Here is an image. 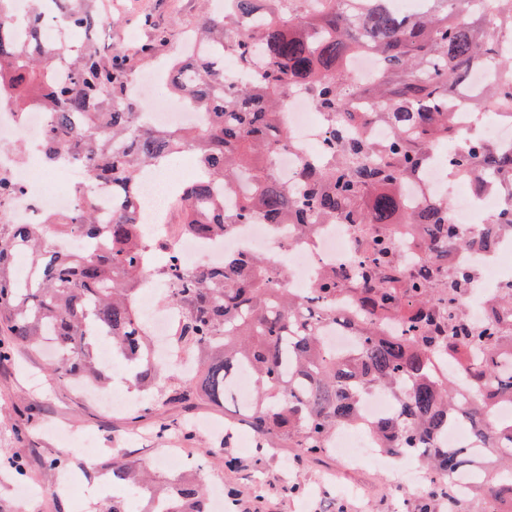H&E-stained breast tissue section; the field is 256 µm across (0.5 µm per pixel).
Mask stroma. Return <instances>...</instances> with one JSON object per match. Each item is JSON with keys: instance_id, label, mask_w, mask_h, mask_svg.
<instances>
[{"instance_id": "obj_1", "label": "stroma", "mask_w": 512, "mask_h": 512, "mask_svg": "<svg viewBox=\"0 0 512 512\" xmlns=\"http://www.w3.org/2000/svg\"><path fill=\"white\" fill-rule=\"evenodd\" d=\"M99 2L109 23L95 47L105 56L120 49L136 74L156 68L140 54L151 32L140 27L142 17L152 19L173 54L203 15L201 0ZM50 361L48 351L19 348L0 362V456L27 463L21 481L0 471V512H103L115 499L125 502L127 512H143L142 495L113 483L108 465L129 460L163 482L168 471L162 458L171 448L202 459L208 491L230 494L232 512H419L426 495L422 489L408 495L393 487L392 471L348 468L333 455L316 461L298 457L292 448L265 454L242 448L244 429H205L206 420L223 419V410L200 398L176 396L179 381L169 372L160 379L170 398L135 419L126 412H106L84 387L50 380L45 374ZM164 423L169 426L165 432L160 429ZM74 436L87 438L95 455L73 453L69 440ZM55 457L65 459L77 484L74 494H53L57 472L46 462ZM297 483L303 493H293Z\"/></svg>"}]
</instances>
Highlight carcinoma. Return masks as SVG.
<instances>
[{
	"label": "carcinoma",
	"instance_id": "1",
	"mask_svg": "<svg viewBox=\"0 0 512 512\" xmlns=\"http://www.w3.org/2000/svg\"><path fill=\"white\" fill-rule=\"evenodd\" d=\"M58 25L91 35L107 24L89 0H54ZM255 0H232L220 16L207 15L193 31L199 44L220 46L246 80L224 74L218 57L196 71L171 67L172 91L209 122L162 131L128 101L131 72L118 52L104 57L93 48L77 55L42 36L43 9L28 8L18 28L9 27L15 0H0V81L14 100H35L48 114L43 144L59 150L92 187L110 184L119 203L112 220L100 223L92 193L83 196L60 226L100 247L87 253L60 250L47 224L0 221V361L18 347L53 341L59 380H100L104 363L95 355V326L130 369L133 383L156 396L159 362L147 319L136 306L141 274L155 249L141 240L133 221V187L141 175L181 150L193 153L199 177L180 192L183 224L201 238L227 235L241 224L288 225L297 243L321 224H352L363 240L358 254L315 279L304 296L282 284L270 259L240 252L215 268L188 271L169 256L163 276L174 283L169 300L178 311L172 342L197 357L194 377L182 381V396H201L223 408L241 373L252 376L254 401L238 414L258 439V448H294L301 457L330 452L336 431L361 428L386 453L415 459L432 473L420 512L431 502L459 497L454 476L483 471L473 493L483 501L512 498V420L499 419L498 405L512 404V282L491 301L494 313L479 328L449 314L469 286L471 274L448 269V249H487L496 230L512 234V149L480 138L462 143L446 166L505 205L488 223L461 229L448 200L421 196L407 207L403 191L428 168L437 147L459 137L455 126L459 89L481 70L488 92L476 99L485 110H512V0H424L417 14H401L389 0H260L265 23L245 16ZM379 58L380 70L359 83L344 69L359 53ZM68 69L49 82L58 64ZM295 93L305 94L328 120L324 144L306 161L292 185L275 171L290 140L285 113ZM369 125L387 130L383 139L365 134ZM418 228L427 249L415 263H402L397 236ZM25 256L27 276L17 275ZM349 293L356 320L333 298ZM403 321L398 336H384L379 316ZM353 332L345 351L329 347L323 328ZM477 352L460 374L448 372V355L461 346ZM382 392L393 411L370 421L363 397ZM450 426L470 430L473 447L442 444ZM112 482L151 496V509L172 499V512H206L207 494L194 478L151 492L147 476L129 461H114Z\"/></svg>",
	"mask_w": 512,
	"mask_h": 512
}]
</instances>
